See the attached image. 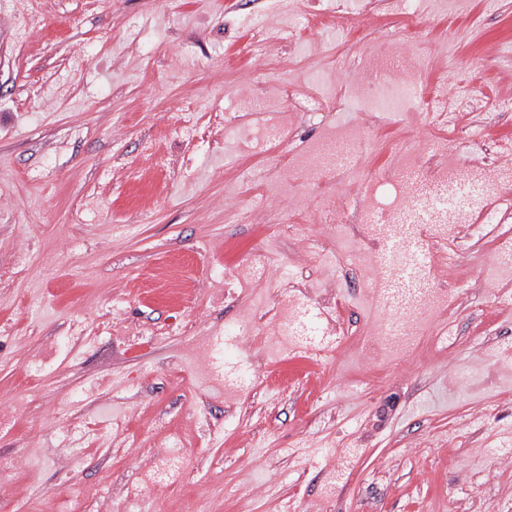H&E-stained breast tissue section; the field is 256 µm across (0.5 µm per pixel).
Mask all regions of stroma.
Instances as JSON below:
<instances>
[{"label": "stroma", "mask_w": 512, "mask_h": 512, "mask_svg": "<svg viewBox=\"0 0 512 512\" xmlns=\"http://www.w3.org/2000/svg\"><path fill=\"white\" fill-rule=\"evenodd\" d=\"M263 25L306 34L314 55L284 39L253 54ZM389 38L426 57L424 90L476 79L491 133L512 134V0L361 13L333 52L291 0H0V512H111L132 486L146 512H512V388L448 392L475 350L512 355V308L486 334L477 271L436 335L389 365L353 356L371 322H401L381 302L349 310L343 335L298 296L290 322L316 340L291 333L275 353L247 319L255 294L287 298L281 276L336 280L289 237L294 199L264 192L268 160L333 122L314 75L359 81L348 57ZM287 111V142L225 162V121ZM434 140L408 113L366 163ZM271 241L274 265L215 296ZM164 449L183 465L157 485Z\"/></svg>", "instance_id": "obj_1"}]
</instances>
